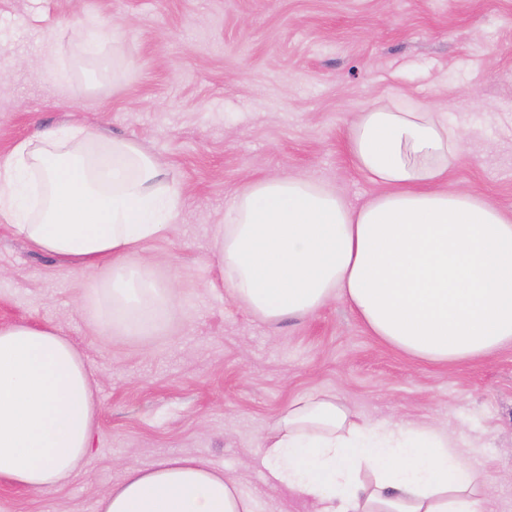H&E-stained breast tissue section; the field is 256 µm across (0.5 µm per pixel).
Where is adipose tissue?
Listing matches in <instances>:
<instances>
[{
    "instance_id": "obj_1",
    "label": "adipose tissue",
    "mask_w": 512,
    "mask_h": 512,
    "mask_svg": "<svg viewBox=\"0 0 512 512\" xmlns=\"http://www.w3.org/2000/svg\"><path fill=\"white\" fill-rule=\"evenodd\" d=\"M384 193L354 208L304 175L247 182L212 253L231 295L275 324L340 301L415 358L459 363L512 345V216L449 187L464 154L448 115L385 104L346 135ZM183 205L135 142L78 126L44 130L0 159V222L87 275L92 323L120 336L167 327L176 290L143 242ZM98 404L80 352L52 325H0V482L40 492L78 471ZM257 456L268 485L317 512H484L486 469L432 419H366L329 393L292 400ZM99 512H259L223 470L167 457L127 470Z\"/></svg>"
}]
</instances>
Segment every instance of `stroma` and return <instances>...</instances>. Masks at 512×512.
I'll use <instances>...</instances> for the list:
<instances>
[{"label":"stroma","instance_id":"stroma-1","mask_svg":"<svg viewBox=\"0 0 512 512\" xmlns=\"http://www.w3.org/2000/svg\"><path fill=\"white\" fill-rule=\"evenodd\" d=\"M95 20L115 39L86 56ZM54 50L67 80L39 64ZM448 107L467 151L448 183L512 215V0H0V158L63 124L134 141L177 183V222L143 245L176 288L172 331L96 329L88 278L0 224V324H52L95 382L83 469L0 512H97L127 469L167 456L223 469L263 512H316L264 481L254 456L289 402L327 391L371 419H436L492 475L485 512H512V346L425 363L333 302L269 325L235 301L212 236L249 180L299 174L358 205L382 193L345 145L374 103Z\"/></svg>","mask_w":512,"mask_h":512}]
</instances>
